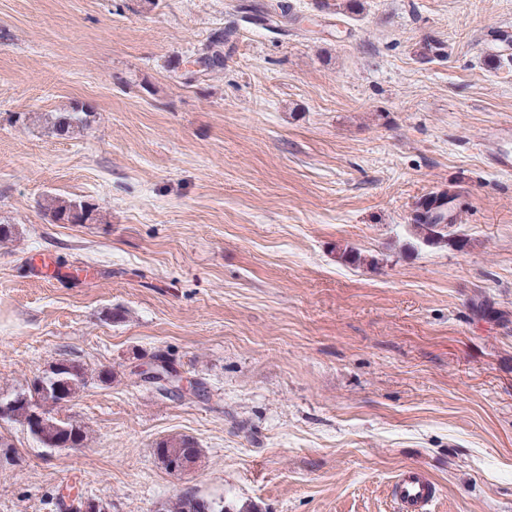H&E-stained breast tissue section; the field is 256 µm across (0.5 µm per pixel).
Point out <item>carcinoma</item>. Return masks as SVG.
<instances>
[{
	"instance_id": "carcinoma-1",
	"label": "carcinoma",
	"mask_w": 512,
	"mask_h": 512,
	"mask_svg": "<svg viewBox=\"0 0 512 512\" xmlns=\"http://www.w3.org/2000/svg\"><path fill=\"white\" fill-rule=\"evenodd\" d=\"M224 38L218 36L203 49L199 60L207 68L224 64L222 46ZM88 112L76 106L72 111L56 118L51 129L57 134L70 132L87 123ZM448 192L430 196L420 203V212L413 214L412 228L427 243L448 242ZM52 221L80 224L92 219L95 207L86 201L54 197L48 203ZM88 376L83 365L71 361L57 362L44 375L33 380L28 388L7 397H0V410H7L6 420L18 422L45 448H81L88 440L86 429L76 423L47 415L36 423L33 413L41 402L66 404L87 385ZM155 454L164 468L173 473L182 472L200 458L197 444L187 437H171L159 442ZM163 512H229L206 499L185 495L170 503Z\"/></svg>"
}]
</instances>
